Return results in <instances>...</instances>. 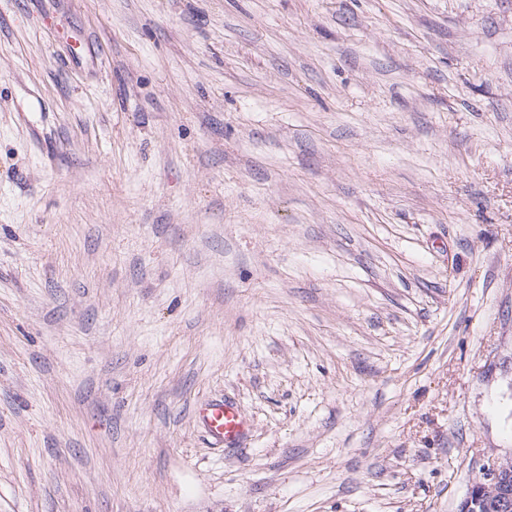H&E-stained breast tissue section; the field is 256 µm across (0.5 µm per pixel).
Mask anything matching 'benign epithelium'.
I'll return each mask as SVG.
<instances>
[{
	"label": "benign epithelium",
	"instance_id": "1",
	"mask_svg": "<svg viewBox=\"0 0 512 512\" xmlns=\"http://www.w3.org/2000/svg\"><path fill=\"white\" fill-rule=\"evenodd\" d=\"M459 512H512V457L492 460L469 489Z\"/></svg>",
	"mask_w": 512,
	"mask_h": 512
}]
</instances>
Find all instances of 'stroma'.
<instances>
[{
  "label": "stroma",
  "instance_id": "obj_1",
  "mask_svg": "<svg viewBox=\"0 0 512 512\" xmlns=\"http://www.w3.org/2000/svg\"><path fill=\"white\" fill-rule=\"evenodd\" d=\"M510 456L512 0H0V512H458ZM195 418L212 444L219 448H238L246 440L251 422L231 399H206L196 403Z\"/></svg>",
  "mask_w": 512,
  "mask_h": 512
}]
</instances>
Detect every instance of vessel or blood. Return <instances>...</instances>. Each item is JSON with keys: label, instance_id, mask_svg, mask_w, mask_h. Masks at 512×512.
Here are the masks:
<instances>
[{"label": "vessel or blood", "instance_id": "1", "mask_svg": "<svg viewBox=\"0 0 512 512\" xmlns=\"http://www.w3.org/2000/svg\"><path fill=\"white\" fill-rule=\"evenodd\" d=\"M195 418L213 445L237 448L246 440L251 422L230 399H206L196 403Z\"/></svg>", "mask_w": 512, "mask_h": 512}]
</instances>
